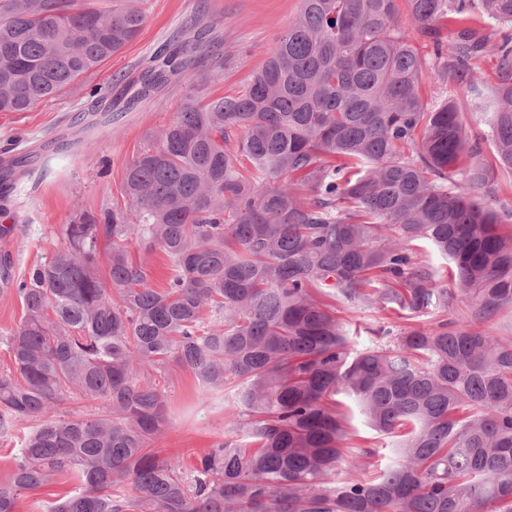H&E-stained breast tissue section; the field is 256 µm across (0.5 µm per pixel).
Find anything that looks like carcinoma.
<instances>
[{"instance_id":"carcinoma-1","label":"carcinoma","mask_w":512,"mask_h":512,"mask_svg":"<svg viewBox=\"0 0 512 512\" xmlns=\"http://www.w3.org/2000/svg\"><path fill=\"white\" fill-rule=\"evenodd\" d=\"M135 2L0 0V112L65 94L135 40ZM406 2L432 62L397 0H301L233 97H195L209 42L152 57L139 95L176 77L187 102L126 168L124 203L63 225L65 245L16 288L0 425L36 426L0 512L63 473L77 487L48 512H512V338L486 328L512 312V208L496 200L512 175V0ZM481 16L505 28L490 93L473 66ZM430 71L454 74L486 130L454 100L425 104ZM422 243L453 264L452 286ZM334 301L439 320L354 351ZM454 301L469 319H447ZM176 368L233 416L190 468L148 447ZM339 395L393 438L368 481L336 479L376 457ZM79 401L99 406L63 413Z\"/></svg>"}]
</instances>
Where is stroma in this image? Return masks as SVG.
<instances>
[{
    "label": "stroma",
    "mask_w": 512,
    "mask_h": 512,
    "mask_svg": "<svg viewBox=\"0 0 512 512\" xmlns=\"http://www.w3.org/2000/svg\"><path fill=\"white\" fill-rule=\"evenodd\" d=\"M147 21L140 35L72 91L26 112H0V165L14 162L17 177L0 201V256L9 257L14 279L61 247L62 225L81 210L121 202L125 170L150 133L172 121L187 88L179 80L150 92L134 109L125 104L139 86L149 58L183 41L189 26L213 29L229 49L223 68L204 62V93L211 98L241 91L264 65L282 32L300 11V0H139ZM110 105L120 115L95 129L92 147L63 152L79 138L89 112ZM170 423L153 447L193 464L223 439L227 414L222 394L203 400L202 388L186 370L167 384Z\"/></svg>",
    "instance_id": "stroma-1"
}]
</instances>
